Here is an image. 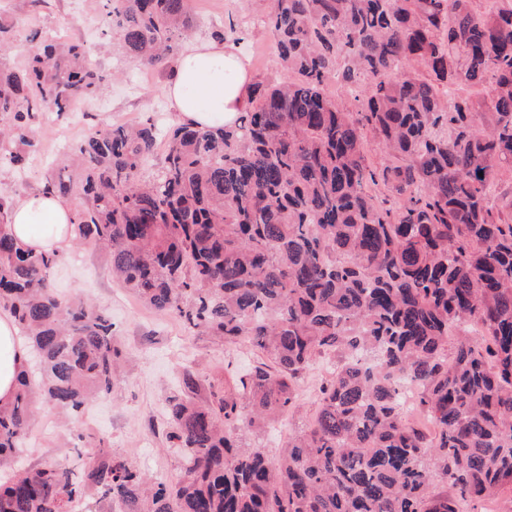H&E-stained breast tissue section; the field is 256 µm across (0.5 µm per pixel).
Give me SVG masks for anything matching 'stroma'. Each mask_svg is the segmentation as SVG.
I'll list each match as a JSON object with an SVG mask.
<instances>
[{"label": "stroma", "instance_id": "35a3bbf8", "mask_svg": "<svg viewBox=\"0 0 512 512\" xmlns=\"http://www.w3.org/2000/svg\"><path fill=\"white\" fill-rule=\"evenodd\" d=\"M189 7L196 18L193 38L223 31L225 40L238 45L253 76L279 71L275 41L264 23L269 0H189ZM0 11L14 24L15 50L6 55V66L21 64L33 36L39 35L80 42L90 65L110 78L80 120L60 119L55 129L35 125L32 163L22 170L0 164V193L18 200L41 189L67 146L95 130L131 126L149 116L166 126L174 123L175 114L164 93L172 64L148 67L126 56L118 29L104 23L103 0H47L37 9L30 0H0ZM52 281L61 297L87 299L111 316L129 360L112 393L88 402L80 412L64 415L38 404L24 461H60L81 467L97 449L87 442L80 451H73L71 439L79 433L93 434L153 478L179 480V457L162 435L165 402L178 386V366L192 361L202 383L213 384L223 377L226 365L238 369L253 364L251 349H224L190 333L176 316L147 308L113 277L96 248H72L70 255L61 258ZM319 386L320 373L312 371L299 387L300 408L294 418L258 438V445L278 453L289 433L312 423Z\"/></svg>", "mask_w": 512, "mask_h": 512}]
</instances>
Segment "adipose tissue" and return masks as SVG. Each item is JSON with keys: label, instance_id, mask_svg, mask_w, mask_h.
<instances>
[{"label": "adipose tissue", "instance_id": "obj_1", "mask_svg": "<svg viewBox=\"0 0 512 512\" xmlns=\"http://www.w3.org/2000/svg\"><path fill=\"white\" fill-rule=\"evenodd\" d=\"M252 74L232 43L203 39L179 58L165 92L178 122L230 125L250 105ZM65 199L38 190L14 203L7 229L36 251L62 255L77 231ZM29 347L11 313L0 308V406L14 395L18 374L28 364Z\"/></svg>", "mask_w": 512, "mask_h": 512}]
</instances>
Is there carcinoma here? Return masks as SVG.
<instances>
[{"label": "carcinoma", "instance_id": "obj_1", "mask_svg": "<svg viewBox=\"0 0 512 512\" xmlns=\"http://www.w3.org/2000/svg\"><path fill=\"white\" fill-rule=\"evenodd\" d=\"M271 3L288 78L255 82L234 126L98 130L45 184L81 192L78 240L142 303L262 359L205 394L181 368L165 434L175 483L106 447L80 473L16 467L35 403L77 410L111 393L123 349L106 315L55 292L57 256L7 232L1 193L0 306L38 368L0 407V512H83L94 494L121 512H458L512 489V191H484L512 170V0L493 16L476 0ZM106 7L144 65L178 54L195 26L187 0ZM331 79L359 89L357 109L326 95ZM103 82L76 43L47 39L23 69L0 65V163L24 166L41 114L63 116ZM370 135L394 162L369 161ZM319 357L339 362L314 422L274 455L250 446L295 413ZM401 377L419 385L432 434L405 421Z\"/></svg>", "mask_w": 512, "mask_h": 512}]
</instances>
